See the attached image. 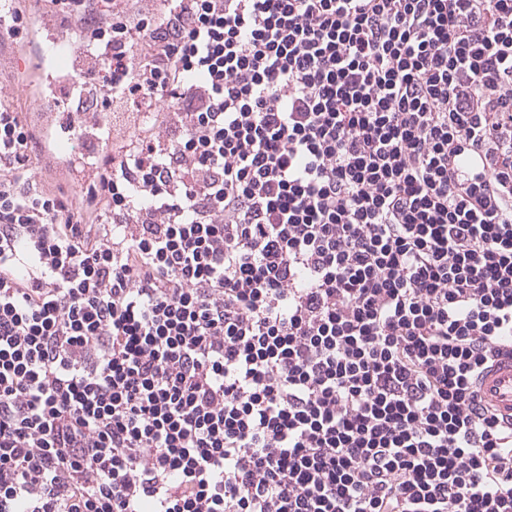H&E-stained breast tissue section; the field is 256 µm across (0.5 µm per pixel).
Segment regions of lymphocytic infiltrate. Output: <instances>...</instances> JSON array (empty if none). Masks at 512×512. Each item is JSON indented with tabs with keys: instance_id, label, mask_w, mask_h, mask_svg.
Returning <instances> with one entry per match:
<instances>
[{
	"instance_id": "1",
	"label": "lymphocytic infiltrate",
	"mask_w": 512,
	"mask_h": 512,
	"mask_svg": "<svg viewBox=\"0 0 512 512\" xmlns=\"http://www.w3.org/2000/svg\"><path fill=\"white\" fill-rule=\"evenodd\" d=\"M48 2L143 124L0 109V512H512V0ZM483 405L512 425V358L504 357L488 368L477 382Z\"/></svg>"
}]
</instances>
